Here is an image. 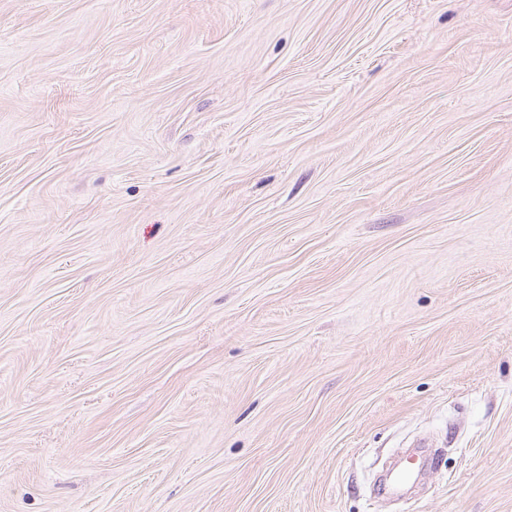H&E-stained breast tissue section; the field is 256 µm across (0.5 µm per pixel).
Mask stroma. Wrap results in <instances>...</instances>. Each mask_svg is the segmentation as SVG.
Returning <instances> with one entry per match:
<instances>
[{
	"mask_svg": "<svg viewBox=\"0 0 512 512\" xmlns=\"http://www.w3.org/2000/svg\"><path fill=\"white\" fill-rule=\"evenodd\" d=\"M0 512H512V0H0Z\"/></svg>",
	"mask_w": 512,
	"mask_h": 512,
	"instance_id": "35a3bbf8",
	"label": "stroma"
}]
</instances>
